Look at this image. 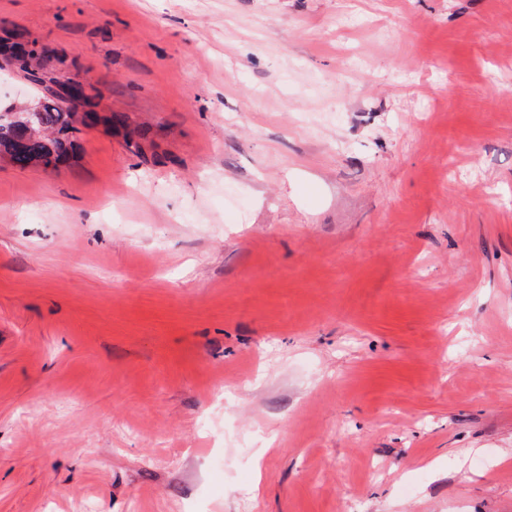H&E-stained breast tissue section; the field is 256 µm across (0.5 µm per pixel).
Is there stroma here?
Segmentation results:
<instances>
[{
  "instance_id": "obj_1",
  "label": "stroma",
  "mask_w": 512,
  "mask_h": 512,
  "mask_svg": "<svg viewBox=\"0 0 512 512\" xmlns=\"http://www.w3.org/2000/svg\"><path fill=\"white\" fill-rule=\"evenodd\" d=\"M102 92L0 162V512H512V0H0Z\"/></svg>"
}]
</instances>
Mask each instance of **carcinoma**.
I'll return each mask as SVG.
<instances>
[{
	"instance_id": "cac0c4a2",
	"label": "carcinoma",
	"mask_w": 512,
	"mask_h": 512,
	"mask_svg": "<svg viewBox=\"0 0 512 512\" xmlns=\"http://www.w3.org/2000/svg\"><path fill=\"white\" fill-rule=\"evenodd\" d=\"M36 41L26 39L15 32L5 39H0V62L11 67L18 60L25 65L16 68V72L36 88L37 96L31 108H40L33 114L24 107L14 104L0 105V114L8 113L9 121H0V157L20 169L46 168L57 169L68 164L75 156V134L79 126H87L97 119L95 107L98 95L87 93L83 84L76 83L77 103L82 112L63 111L56 100L54 86L65 79L55 73V56L52 50L43 47L35 53L31 46Z\"/></svg>"
}]
</instances>
